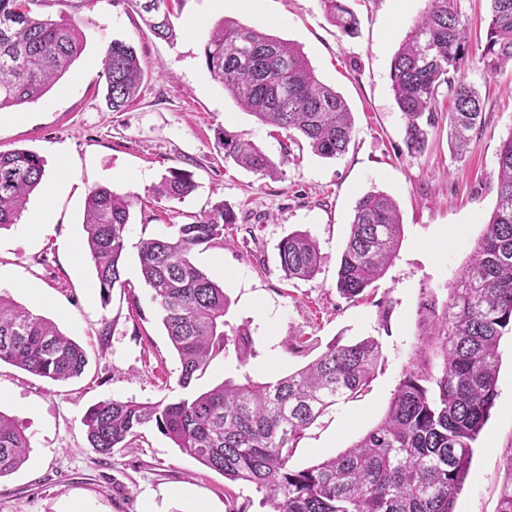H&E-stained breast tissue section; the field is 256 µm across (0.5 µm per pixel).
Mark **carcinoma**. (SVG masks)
I'll return each instance as SVG.
<instances>
[{"mask_svg": "<svg viewBox=\"0 0 512 512\" xmlns=\"http://www.w3.org/2000/svg\"><path fill=\"white\" fill-rule=\"evenodd\" d=\"M48 0H0V112L33 103L72 67L84 36L71 23L36 11ZM171 0H140L144 22L157 37H175ZM490 20L481 60L495 73L512 63V0H489ZM330 16L346 33L355 17L340 0H326ZM466 30L451 0H428V8L394 55L390 78L405 119L411 155L427 146L426 127L436 122V101L448 88L450 138L458 152L468 132L482 123L483 105L464 79ZM211 78L262 124L297 133L312 152L336 159L345 154L354 124L344 98L316 76L300 47L256 27L224 19L203 49ZM106 102L124 110L139 94L145 69L134 47L114 40L105 49ZM224 157L262 175L276 163L244 135H224ZM497 203L469 261L446 296L421 289L417 345L402 369L378 423L344 451L301 469L291 464L305 431L337 404L363 396L384 359L381 342L366 337L326 345L309 338L316 352L304 366L260 382L246 371L254 356L246 325L225 319L224 286L190 260L200 246L224 243L236 223L220 202L191 224L140 241L138 259L150 298L180 363L178 386L189 388L212 362L235 354L238 380H225L176 401L112 399L87 412L84 424L103 456L130 448L142 430L156 427L177 448L232 483L263 494L272 512H455L469 474L473 444L498 398L499 346L512 332V135L498 153ZM45 174L30 150L0 153V229L18 223ZM196 190L192 175L171 168L153 186L160 201L182 200ZM133 205L130 197L99 186L86 198L83 227L100 294L124 287L123 260ZM403 224L395 200L368 193L356 203L336 288L355 298L376 282L396 258ZM289 280L314 278L321 255L316 239L293 232L278 245ZM35 376L67 381L87 364L83 349L49 319L35 315L0 292V363ZM29 439L0 412V477L27 460Z\"/></svg>", "mask_w": 512, "mask_h": 512, "instance_id": "carcinoma-1", "label": "carcinoma"}]
</instances>
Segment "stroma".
<instances>
[{
	"label": "stroma",
	"mask_w": 512,
	"mask_h": 512,
	"mask_svg": "<svg viewBox=\"0 0 512 512\" xmlns=\"http://www.w3.org/2000/svg\"><path fill=\"white\" fill-rule=\"evenodd\" d=\"M358 20L356 34L335 25L324 0H255L251 7L218 8L215 0H174V40L156 38L135 0H94L79 12L46 7L54 20L85 35L84 50L49 92L25 105L23 121H0V152L40 155L45 182L56 185L54 223L28 234L24 224L0 230V291L54 321L87 356L80 377L55 382L0 364V411L30 439L27 462L0 477V512H263L250 485L224 495V477L176 448L157 429L135 447L106 458L87 440L83 419L109 399L155 402L181 397L180 364L157 306L143 285L137 246L190 224L224 202L237 215L223 245L198 248L195 266L223 283L231 324L248 322L255 341L249 362L259 381L303 366L287 353L292 336L351 343L378 338L384 359L370 392L338 406L307 430L292 464L302 469L343 451L383 416L403 366L416 345L422 288H442L468 260L497 200V154L512 135V69L486 74L480 63L489 21L488 0H453L469 33L465 79L483 102L482 126L465 155L448 137L451 95H438V122L427 149L408 154L404 119L390 79L391 61L427 0H342ZM224 19L298 45L317 77L346 100L354 138L345 155L324 159L307 143L286 144L212 80L203 47ZM120 39L145 64L139 98L125 111L105 101L101 65L106 46ZM243 134L279 166L263 176L224 156L222 133ZM69 170L58 178L57 164ZM190 172L198 188L184 201H157L151 189L169 168ZM99 186L130 196L124 257L125 287L102 299L90 260H75L71 241L82 239L85 199ZM382 191L396 201L403 239L385 275L365 299L352 302L336 289L337 270L359 197ZM295 231L318 242L321 267L309 281L285 278L278 244ZM224 257L223 272L211 258ZM41 289L37 305L26 284ZM499 396L475 444L456 512H497L512 472V336L500 343Z\"/></svg>",
	"instance_id": "stroma-1"
}]
</instances>
